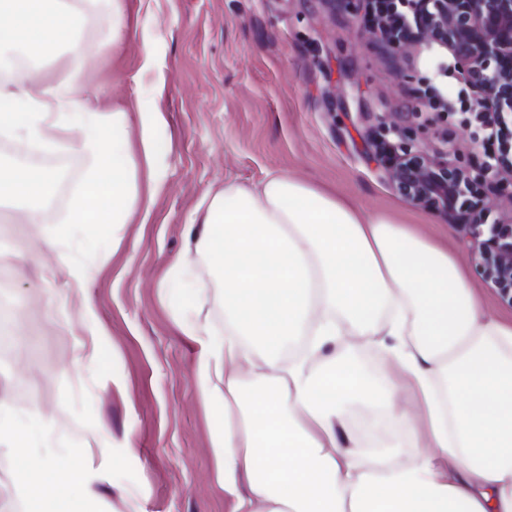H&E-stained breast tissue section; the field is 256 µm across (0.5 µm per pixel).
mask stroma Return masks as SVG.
<instances>
[{"instance_id": "obj_1", "label": "stroma", "mask_w": 512, "mask_h": 512, "mask_svg": "<svg viewBox=\"0 0 512 512\" xmlns=\"http://www.w3.org/2000/svg\"><path fill=\"white\" fill-rule=\"evenodd\" d=\"M127 36L113 50L91 33L88 84L102 100L162 112L154 133L158 189L147 223L117 224L94 247L76 226L18 224L0 212V267L12 281V308L27 311L15 353L0 356V394L28 375L44 385L45 426L35 454L52 448L88 456L104 469L94 512H125L134 496L148 512H231L216 481L210 412L195 386L199 346L182 330L200 318L224 329V288L195 250L191 219L225 185H252L268 173L329 188L366 216L396 214L423 225L473 264L478 245L439 213L413 205L391 186L372 138L382 120L418 113L429 154L473 167L486 143L470 116L468 85L448 49L414 47L391 55L346 0H125ZM152 56L154 68L144 66ZM429 79L447 101L437 118L418 93ZM55 237L59 253H39ZM181 256L196 307L179 309L164 284ZM92 263L87 284L97 309L99 363L71 371L82 298L69 267Z\"/></svg>"}]
</instances>
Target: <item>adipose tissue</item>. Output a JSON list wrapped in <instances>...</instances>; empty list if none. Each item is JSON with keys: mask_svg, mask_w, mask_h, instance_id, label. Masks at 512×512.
<instances>
[{"mask_svg": "<svg viewBox=\"0 0 512 512\" xmlns=\"http://www.w3.org/2000/svg\"><path fill=\"white\" fill-rule=\"evenodd\" d=\"M65 67L0 85V139L66 133L95 166L67 223L91 243L150 210L139 166L154 164L162 116L108 110L86 90L84 15L71 0H0V49ZM137 138L139 153L111 155ZM59 192L50 170L0 164V206L41 224ZM196 249L224 276V337L189 324L196 387L212 412L217 482L232 512H512V316L489 310L460 256L420 225L364 219L336 196L270 174L214 196ZM382 350L404 382H370L354 361ZM223 379L224 394L214 382ZM383 409L395 445L366 448L352 409ZM28 425L0 413V447L19 464L23 512H88L99 470L31 455Z\"/></svg>", "mask_w": 512, "mask_h": 512, "instance_id": "1", "label": "adipose tissue"}]
</instances>
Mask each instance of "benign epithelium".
<instances>
[{
  "label": "benign epithelium",
  "mask_w": 512,
  "mask_h": 512,
  "mask_svg": "<svg viewBox=\"0 0 512 512\" xmlns=\"http://www.w3.org/2000/svg\"><path fill=\"white\" fill-rule=\"evenodd\" d=\"M356 14L371 33L378 31L374 5L396 0H351ZM418 25L407 37L385 40L395 56L405 54L414 43H437L447 47L453 67L472 91L470 111L477 119L499 129L498 151L490 161L472 169L450 165L430 157L418 143L417 127L405 128L386 120L385 130L400 143L386 147L375 143L394 189L407 201L445 215L460 230L480 242L475 263L483 279L512 303V224H486L488 195H508L507 186L488 176L490 172L512 177V0H410Z\"/></svg>",
  "instance_id": "benign-epithelium-1"
}]
</instances>
